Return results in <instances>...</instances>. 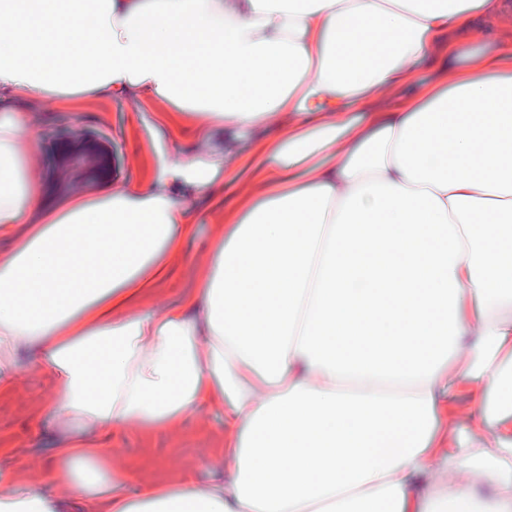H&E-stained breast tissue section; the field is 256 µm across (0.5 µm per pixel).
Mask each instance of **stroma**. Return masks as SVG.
<instances>
[{
  "instance_id": "stroma-1",
  "label": "stroma",
  "mask_w": 512,
  "mask_h": 512,
  "mask_svg": "<svg viewBox=\"0 0 512 512\" xmlns=\"http://www.w3.org/2000/svg\"><path fill=\"white\" fill-rule=\"evenodd\" d=\"M24 107L37 117L36 146L46 153L53 136L61 130L88 131L104 139L116 158L112 177L118 181L137 182L149 165L195 153L199 133L195 126L169 123L162 108L152 98L134 93L123 99L105 95L75 103L51 106L34 100ZM241 200L239 188H229L210 195L185 194L184 203L192 209L197 235L190 240L174 262L172 276L156 288L152 301L164 305L187 287L201 280L208 269L211 236L220 222L215 205L232 207ZM51 380L37 369H29L27 382L12 397L0 400V438L11 445L0 455V471L29 481L45 480V472L32 469L35 460L51 462L57 438L52 423L35 427L38 416L37 394L48 390ZM224 410L213 406L200 413L188 414L176 427L143 437L136 427L116 426L111 434H99L100 445L112 451V465L132 471L127 490L137 493L146 483L165 479L161 462L173 459L188 469L197 484L205 486L217 479L231 480L233 464L223 458Z\"/></svg>"
}]
</instances>
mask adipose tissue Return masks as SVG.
<instances>
[{"mask_svg": "<svg viewBox=\"0 0 512 512\" xmlns=\"http://www.w3.org/2000/svg\"><path fill=\"white\" fill-rule=\"evenodd\" d=\"M501 0H0V397L36 349L60 434L0 512H512V41L461 57ZM430 78H423L427 67ZM149 94L171 122L281 133L149 181L44 201L46 103ZM250 184L210 271L147 292L197 232L176 185ZM489 377L475 436L443 418ZM223 407L234 477L137 496L92 436ZM495 487L482 498L472 474Z\"/></svg>", "mask_w": 512, "mask_h": 512, "instance_id": "ef3b65f1", "label": "adipose tissue"}]
</instances>
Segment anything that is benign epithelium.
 Returning a JSON list of instances; mask_svg holds the SVG:
<instances>
[{
	"instance_id": "benign-epithelium-1",
	"label": "benign epithelium",
	"mask_w": 512,
	"mask_h": 512,
	"mask_svg": "<svg viewBox=\"0 0 512 512\" xmlns=\"http://www.w3.org/2000/svg\"><path fill=\"white\" fill-rule=\"evenodd\" d=\"M112 152L91 133L57 134L52 140L50 170L66 168L91 179H102L112 174Z\"/></svg>"
}]
</instances>
